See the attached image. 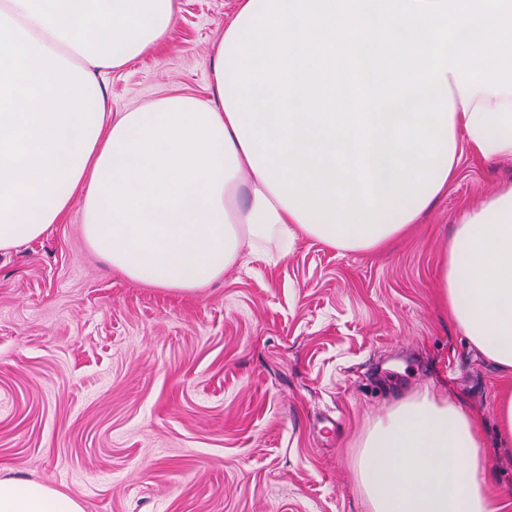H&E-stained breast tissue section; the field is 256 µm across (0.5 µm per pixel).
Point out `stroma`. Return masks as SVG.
Returning a JSON list of instances; mask_svg holds the SVG:
<instances>
[{
	"mask_svg": "<svg viewBox=\"0 0 512 512\" xmlns=\"http://www.w3.org/2000/svg\"><path fill=\"white\" fill-rule=\"evenodd\" d=\"M237 0H177L154 51L98 77L112 111L210 98ZM512 184V162L463 159L384 251L301 239L196 293L136 283L87 245L79 206L0 253V479L85 512H368L361 440L392 401L446 389L480 418L482 462L512 512L508 379L436 301L458 215ZM499 437L504 444L512 442V389L504 390L498 400Z\"/></svg>",
	"mask_w": 512,
	"mask_h": 512,
	"instance_id": "stroma-1",
	"label": "stroma"
}]
</instances>
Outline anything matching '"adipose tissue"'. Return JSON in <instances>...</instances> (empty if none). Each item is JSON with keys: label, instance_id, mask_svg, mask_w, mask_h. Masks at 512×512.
<instances>
[{"label": "adipose tissue", "instance_id": "1", "mask_svg": "<svg viewBox=\"0 0 512 512\" xmlns=\"http://www.w3.org/2000/svg\"><path fill=\"white\" fill-rule=\"evenodd\" d=\"M173 0H0V252L80 205L128 278L195 292L257 240L375 251L405 235L463 156L512 160V0H239L213 97L108 108L96 80L152 51ZM441 305L512 375V188L462 212ZM478 417L424 389L368 429L370 512H498ZM0 512H84L0 479Z\"/></svg>", "mask_w": 512, "mask_h": 512}]
</instances>
